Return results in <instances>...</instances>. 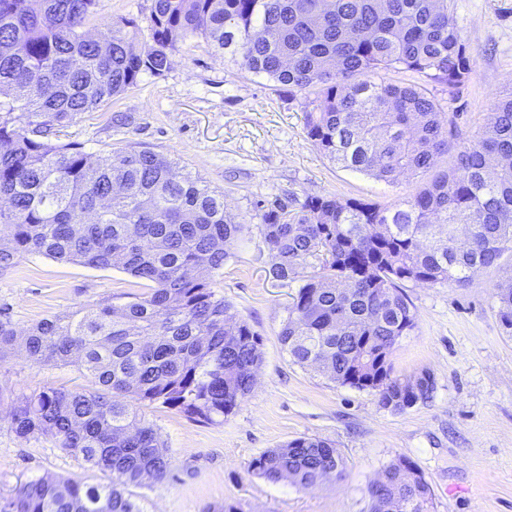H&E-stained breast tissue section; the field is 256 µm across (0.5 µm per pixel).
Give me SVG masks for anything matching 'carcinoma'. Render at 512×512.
Returning <instances> with one entry per match:
<instances>
[{"label": "carcinoma", "mask_w": 512, "mask_h": 512, "mask_svg": "<svg viewBox=\"0 0 512 512\" xmlns=\"http://www.w3.org/2000/svg\"><path fill=\"white\" fill-rule=\"evenodd\" d=\"M97 0H0V270L25 253L105 268L120 262L148 283L125 304L63 312L20 335L0 319V361L21 350L34 364H76L92 390L16 397L11 428L50 439L105 481L39 477L0 496V512H141L130 488L170 474L168 448L139 409L161 404L214 423L252 391L260 338L213 288L226 247L246 225L224 194L150 150L94 160L53 129L169 70L179 45L201 38L246 71L314 96L305 130L337 165L393 183L454 165L395 208L334 195L260 214L269 273L303 281L278 338L292 361L342 386L371 390L402 411L430 397L434 380L395 375L391 360L416 315L407 282L464 286L512 254V93L481 132L458 142L453 119L415 72L452 93L473 57L448 0H152L149 39L133 18L90 30ZM391 226L384 237L377 226ZM319 269L308 273L309 260ZM512 330V276L493 292ZM332 443L297 438L253 459L271 483L316 485L342 471ZM389 462L377 481L398 512H431L423 476Z\"/></svg>", "instance_id": "obj_1"}]
</instances>
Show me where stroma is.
Listing matches in <instances>:
<instances>
[{"label": "stroma", "mask_w": 512, "mask_h": 512, "mask_svg": "<svg viewBox=\"0 0 512 512\" xmlns=\"http://www.w3.org/2000/svg\"><path fill=\"white\" fill-rule=\"evenodd\" d=\"M475 64L455 93L426 87L444 112L456 115L460 139L481 131L496 98L512 92V0H448ZM307 99L244 70L231 56L187 40L160 77L108 107L73 119L59 132L92 157L151 150L177 159L212 189L226 212L246 221L228 248L216 289L236 320L261 339L262 363L250 395L224 420L203 424L153 405L143 415L165 441L172 477L134 490L141 512H369L368 487L383 466L405 457L433 491L432 512H512V334L493 298L512 263L483 270L463 287L409 282L404 286L416 326L398 343L396 374L429 371L430 398L401 412L383 408L375 393L332 382L293 363L278 332L298 282L275 280L258 212L273 203L334 194L394 206L424 183L402 176L388 184L329 161L305 133ZM145 281L118 267L93 268L27 253L0 271V315L17 331L62 312L145 296ZM77 365L28 364L23 354L0 362V495L38 477L92 483L84 462L44 437L10 428L11 400L43 389H81ZM301 437L334 443L341 475L303 489L272 484L249 472L270 448Z\"/></svg>", "instance_id": "1"}]
</instances>
